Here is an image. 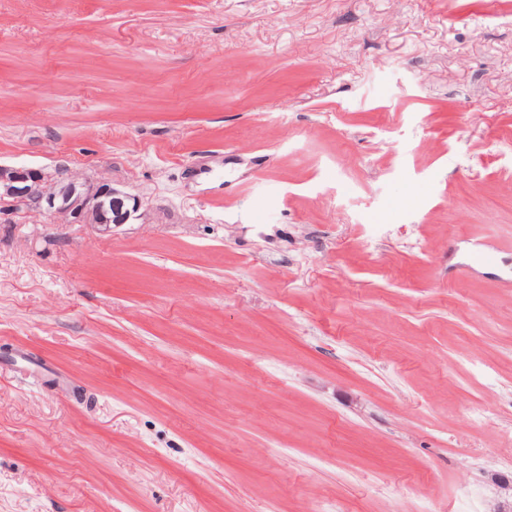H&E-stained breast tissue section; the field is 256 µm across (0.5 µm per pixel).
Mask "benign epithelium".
<instances>
[{
	"label": "benign epithelium",
	"mask_w": 512,
	"mask_h": 512,
	"mask_svg": "<svg viewBox=\"0 0 512 512\" xmlns=\"http://www.w3.org/2000/svg\"><path fill=\"white\" fill-rule=\"evenodd\" d=\"M0 204L6 211L45 215L63 224H90L104 235L112 227L137 219L140 199L102 179L92 180L68 169L47 174L41 169L0 165Z\"/></svg>",
	"instance_id": "1"
}]
</instances>
